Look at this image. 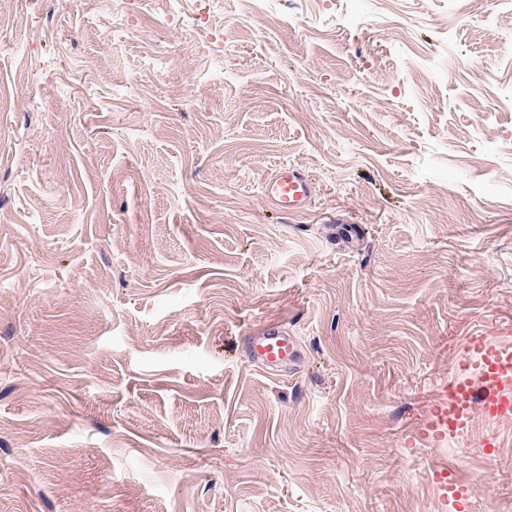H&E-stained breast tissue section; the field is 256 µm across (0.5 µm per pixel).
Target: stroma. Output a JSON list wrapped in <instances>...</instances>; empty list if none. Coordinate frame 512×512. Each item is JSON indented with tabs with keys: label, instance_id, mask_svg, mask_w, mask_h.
I'll use <instances>...</instances> for the list:
<instances>
[{
	"label": "stroma",
	"instance_id": "1",
	"mask_svg": "<svg viewBox=\"0 0 512 512\" xmlns=\"http://www.w3.org/2000/svg\"><path fill=\"white\" fill-rule=\"evenodd\" d=\"M0 10V512H454L445 464L512 512V426L420 436L512 345V0ZM283 162L308 216L259 201ZM248 357L272 371L296 366L300 360L294 336L279 323H269L256 333L245 336Z\"/></svg>",
	"mask_w": 512,
	"mask_h": 512
}]
</instances>
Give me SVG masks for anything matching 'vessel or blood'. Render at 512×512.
I'll list each match as a JSON object with an SVG mask.
<instances>
[{"label":"vessel or blood","mask_w":512,"mask_h":512,"mask_svg":"<svg viewBox=\"0 0 512 512\" xmlns=\"http://www.w3.org/2000/svg\"><path fill=\"white\" fill-rule=\"evenodd\" d=\"M315 196V186L303 169L280 165L262 183L259 197L265 207L287 215L305 213ZM249 358L273 371L296 365L300 352L293 336L279 323H270L245 338ZM481 368L489 390L483 403L486 414L503 423L512 422V347L487 339L473 341L467 354L454 365L438 395V403L422 429L426 441L440 443L463 433L471 419L473 368ZM438 488L450 494L455 512H467L464 485L453 466L436 473Z\"/></svg>","instance_id":"1"}]
</instances>
